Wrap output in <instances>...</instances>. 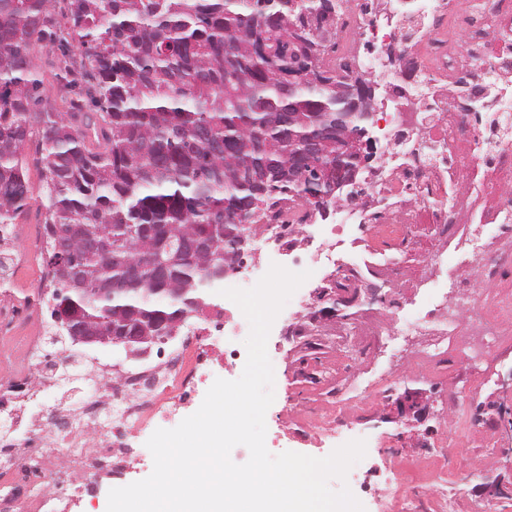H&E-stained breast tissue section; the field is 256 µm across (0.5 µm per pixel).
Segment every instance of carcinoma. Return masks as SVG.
Listing matches in <instances>:
<instances>
[{
	"label": "carcinoma",
	"mask_w": 512,
	"mask_h": 512,
	"mask_svg": "<svg viewBox=\"0 0 512 512\" xmlns=\"http://www.w3.org/2000/svg\"><path fill=\"white\" fill-rule=\"evenodd\" d=\"M0 0V234L31 199L25 143L37 139L46 254L78 269L75 288H137L74 297L91 327L174 322L210 301L231 266L224 227L249 224L271 200L310 199L301 144L368 132L351 73L325 67L340 0ZM60 51L70 111L39 108L35 47ZM172 292L161 305L149 288ZM67 284L47 271L51 299Z\"/></svg>",
	"instance_id": "cac0c4a2"
}]
</instances>
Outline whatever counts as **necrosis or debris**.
Returning a JSON list of instances; mask_svg holds the SVG:
<instances>
[{
	"mask_svg": "<svg viewBox=\"0 0 512 512\" xmlns=\"http://www.w3.org/2000/svg\"><path fill=\"white\" fill-rule=\"evenodd\" d=\"M339 51L329 54L342 68L357 41L382 65L385 52L398 48L400 83L386 91L377 132L391 152L374 173L368 191L343 223L317 225L301 200L284 199L251 224L248 238L260 255L238 269L254 286L271 264L309 271L297 297L316 294L325 260H333L332 288H379L387 300L364 303L351 322L315 323L314 303L277 323L301 339L308 357L299 370L315 392L312 407L290 422L304 439L349 429L343 410L349 401L378 403L416 379L432 383L441 401L457 402L450 388L453 355L467 356L470 337L488 335L489 348L512 345V0H344L336 20ZM471 247L472 260L447 267L449 249ZM425 288V309L412 331L431 337L370 386L360 384L362 365L380 336L404 320L414 293ZM250 325L235 303L197 313L164 363L145 362L113 371L107 397L95 396L83 414L111 411L112 432L74 433L44 429L30 406L51 389L53 370L34 360L45 335H28L21 364L0 376V411L38 441V452L12 441L0 444V502L27 499L28 512H68L65 496L35 491L73 449L76 486H93L131 456L126 437L153 434L179 418L188 397L226 359L244 356L242 340ZM350 334L353 343L341 360L322 357L325 339Z\"/></svg>",
	"mask_w": 512,
	"mask_h": 512,
	"instance_id": "necrosis-or-debris-1",
	"label": "necrosis or debris"
}]
</instances>
